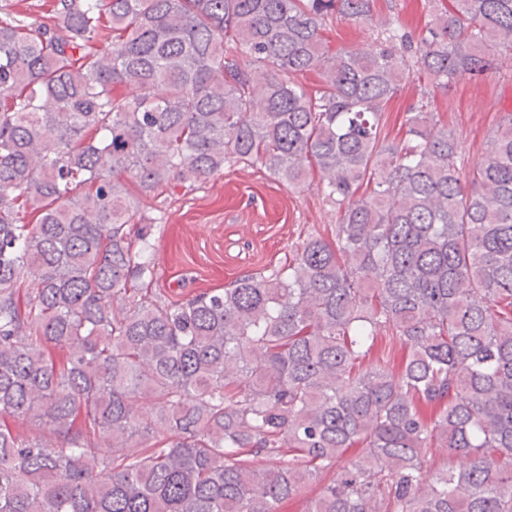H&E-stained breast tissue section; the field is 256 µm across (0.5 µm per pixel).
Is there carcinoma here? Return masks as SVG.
Returning <instances> with one entry per match:
<instances>
[{
	"instance_id": "1",
	"label": "carcinoma",
	"mask_w": 512,
	"mask_h": 512,
	"mask_svg": "<svg viewBox=\"0 0 512 512\" xmlns=\"http://www.w3.org/2000/svg\"><path fill=\"white\" fill-rule=\"evenodd\" d=\"M434 2L335 52L373 0L0 11V512H281L333 469L305 512H512V113L469 166L385 117L492 73L512 0ZM226 164L318 170L335 237L172 301L137 203ZM423 90V81L421 83L418 81L411 82L407 84L393 100H391L387 116L388 127L393 137H400L402 135V131L399 132L401 116L410 105L417 103L421 98Z\"/></svg>"
}]
</instances>
